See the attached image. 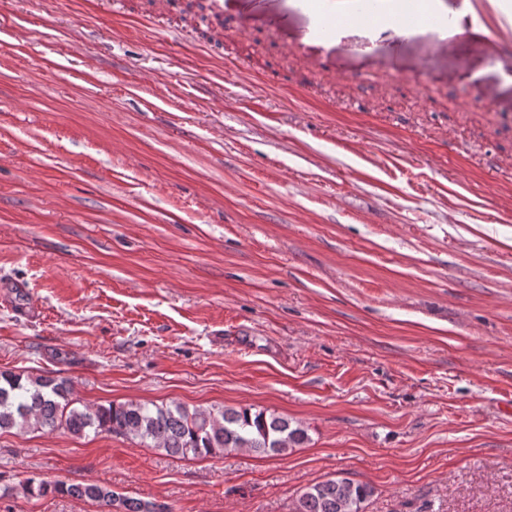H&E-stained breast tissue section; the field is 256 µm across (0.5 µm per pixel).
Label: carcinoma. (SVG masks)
<instances>
[{"label":"carcinoma","mask_w":512,"mask_h":512,"mask_svg":"<svg viewBox=\"0 0 512 512\" xmlns=\"http://www.w3.org/2000/svg\"><path fill=\"white\" fill-rule=\"evenodd\" d=\"M59 428L82 438L92 432L126 438L144 448L186 459L246 449L277 456L309 441L307 429L288 418L252 407H211L193 410L182 404L137 401L77 407L68 379L0 372V433L52 432ZM29 495L48 493L90 500L108 512H170L164 504L130 498L99 484L29 482ZM374 489L349 479H328L306 487L293 512H364Z\"/></svg>","instance_id":"1"}]
</instances>
